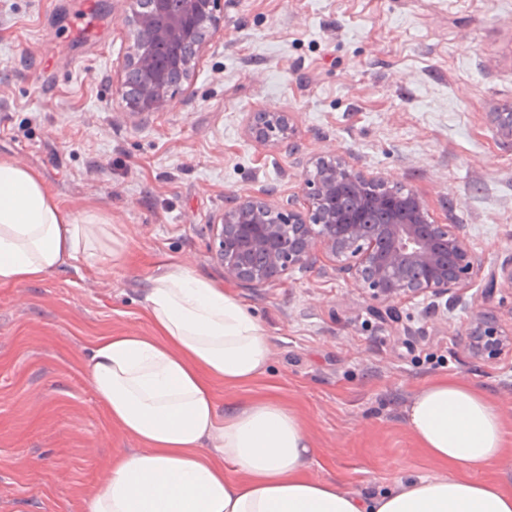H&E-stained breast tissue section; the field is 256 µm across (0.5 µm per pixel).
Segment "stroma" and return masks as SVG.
Here are the masks:
<instances>
[{
  "label": "stroma",
  "mask_w": 512,
  "mask_h": 512,
  "mask_svg": "<svg viewBox=\"0 0 512 512\" xmlns=\"http://www.w3.org/2000/svg\"><path fill=\"white\" fill-rule=\"evenodd\" d=\"M128 37L113 0H0V159L40 174L66 211L94 209L128 243L117 265L67 263L0 285V512H85L112 455L135 447L97 403L85 362L100 337L151 333L144 309L162 265L223 282L207 226L226 200L299 193L304 165L333 149L418 192L432 220L463 225L486 267L512 253V6L501 0H224V28L168 111L130 117L117 91ZM253 112L294 133L247 139ZM396 326L319 270L229 292L264 326L272 357L252 382L213 385L216 410L282 398L317 448L309 472L347 490L438 474L405 422L440 376L476 386L512 430V356L484 363L461 331L478 289Z\"/></svg>",
  "instance_id": "35a3bbf8"
}]
</instances>
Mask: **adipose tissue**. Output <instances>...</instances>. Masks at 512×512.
<instances>
[{"mask_svg":"<svg viewBox=\"0 0 512 512\" xmlns=\"http://www.w3.org/2000/svg\"><path fill=\"white\" fill-rule=\"evenodd\" d=\"M126 251L104 215L65 211L37 173L0 160V284L40 281L71 261L114 265ZM145 310L151 335L101 337L86 363L99 405L139 445L113 456L86 512H512V485L488 475L512 457L505 423L474 386L440 377L406 408L418 448L442 474L401 475L360 496L309 474L316 448L281 398L218 415L214 382L253 381L272 352L261 322L222 284L159 270Z\"/></svg>","mask_w":512,"mask_h":512,"instance_id":"ef3b65f1","label":"adipose tissue"}]
</instances>
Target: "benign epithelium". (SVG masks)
<instances>
[{"instance_id":"benign-epithelium-1","label":"benign epithelium","mask_w":512,"mask_h":512,"mask_svg":"<svg viewBox=\"0 0 512 512\" xmlns=\"http://www.w3.org/2000/svg\"><path fill=\"white\" fill-rule=\"evenodd\" d=\"M222 0H124L129 51L121 65L119 94L128 114L166 111L189 86L201 57L223 28ZM491 121L512 141V112H492ZM293 124L286 112H253L245 127L255 142L286 139ZM303 195L232 198L208 224L211 257L224 279L244 288L272 284L298 269L320 266L384 304L441 299L470 288L482 262L461 224L430 220L426 202L383 177L367 176L334 150L310 161ZM367 208L386 214L384 224H363ZM328 259L332 267L322 265ZM491 288L470 311L463 349L473 360L491 362L512 354V328L488 306L496 291L512 293V253L488 274Z\"/></svg>"}]
</instances>
